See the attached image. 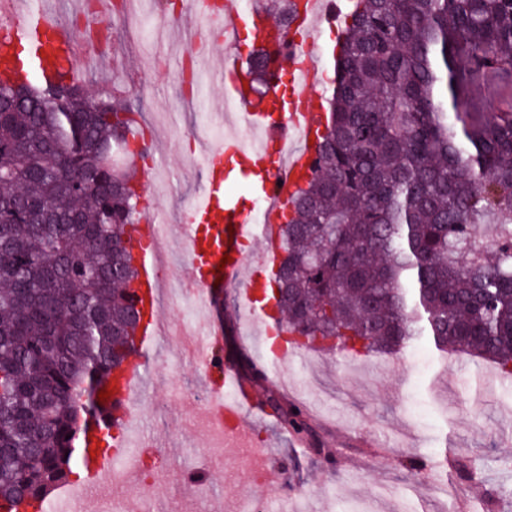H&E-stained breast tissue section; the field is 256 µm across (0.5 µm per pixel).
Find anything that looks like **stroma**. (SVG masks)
Segmentation results:
<instances>
[{"label": "stroma", "instance_id": "obj_1", "mask_svg": "<svg viewBox=\"0 0 512 512\" xmlns=\"http://www.w3.org/2000/svg\"><path fill=\"white\" fill-rule=\"evenodd\" d=\"M118 77L131 86L129 100L162 137L158 168L170 184L154 204L181 212L205 187L197 144L181 132L209 120L210 102L224 90L201 89V109L177 104L180 62L166 40L112 20ZM222 348L241 373L253 375L259 358L246 346L224 298ZM178 346L151 349L152 382L141 389L142 432L151 450L137 467L134 483L149 482L166 512H197V485L209 491L213 512H236L244 495L271 496L276 504L301 498L305 512H512V381L477 358L426 349L423 361L411 351L349 358L309 352L307 358L279 355L275 366L287 386L259 385L261 402L279 397L306 407L312 436L293 447L278 426L259 432L274 441L282 459L276 486L261 485L233 449L209 450L200 426L202 372L179 363Z\"/></svg>", "mask_w": 512, "mask_h": 512}]
</instances>
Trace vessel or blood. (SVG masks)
<instances>
[{"label":"vessel or blood","mask_w":512,"mask_h":512,"mask_svg":"<svg viewBox=\"0 0 512 512\" xmlns=\"http://www.w3.org/2000/svg\"><path fill=\"white\" fill-rule=\"evenodd\" d=\"M301 4L302 19L295 23L288 45L281 52L290 61L285 70L291 73L295 88L294 94L287 97V105L279 103L284 69L277 67L269 72L268 96L262 106L256 107L242 95L244 68L228 63L211 67L214 82L224 87L238 108L235 120L262 133L263 138L256 145L243 138L229 137L205 146L202 161L205 189L200 200L189 205L187 223L178 227L186 246L189 281L204 308H212L224 290H233L238 321L257 325L262 338L271 333V314L261 304L259 294L271 286L280 261L278 215L272 210L264 222H255L249 209L239 205L236 195L225 191L224 163L234 161L243 175L256 176L257 194L274 204L288 202L311 172L316 157L312 142L320 135L325 100L310 90L317 78V63L309 61L299 67L294 59L300 43L311 42L322 27L337 26L343 12L341 0H301ZM184 15L209 20L207 45L211 48L221 44L224 30L247 27L255 40L261 41L272 26L271 19L263 14H241L234 0H226L221 7L210 6L208 0H188ZM80 52L79 44L65 29L43 12L30 11L9 35L0 38V77L22 81L35 73L47 80L61 75L74 79L78 76L75 61ZM158 217V212L148 213L133 230L141 265L135 303L146 312L139 335L147 346L160 339L164 324V282L154 261L163 242ZM251 240L261 243L253 254L242 249ZM226 254L232 255L231 264H222ZM198 333L203 340L194 345L192 357L207 377L208 413L223 416L225 424L237 432L242 431L247 415L265 422L271 412L258 407L253 384L223 359V331L219 321L207 316L200 323ZM147 374L146 364L138 361L114 372L107 382L116 409L111 430L114 447L134 445L130 430L133 402Z\"/></svg>","instance_id":"b4317fda"}]
</instances>
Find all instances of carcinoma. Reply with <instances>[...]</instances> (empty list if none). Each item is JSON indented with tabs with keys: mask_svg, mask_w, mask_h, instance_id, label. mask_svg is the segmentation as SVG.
Here are the masks:
<instances>
[{
	"mask_svg": "<svg viewBox=\"0 0 512 512\" xmlns=\"http://www.w3.org/2000/svg\"><path fill=\"white\" fill-rule=\"evenodd\" d=\"M252 52L255 91L297 17ZM494 81L503 109L472 104ZM0 501L46 512L75 435L138 345V112L64 78H0ZM318 157L278 225L288 345L352 356L428 342L512 380V0H351ZM494 223L495 259L479 227ZM305 433L302 411L270 402Z\"/></svg>",
	"mask_w": 512,
	"mask_h": 512,
	"instance_id": "cac0c4a2",
	"label": "carcinoma"
}]
</instances>
